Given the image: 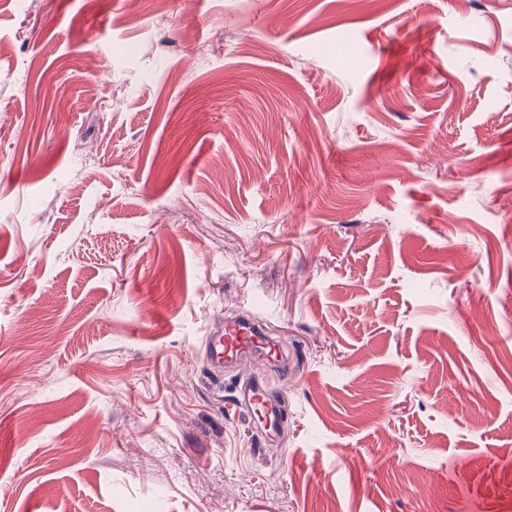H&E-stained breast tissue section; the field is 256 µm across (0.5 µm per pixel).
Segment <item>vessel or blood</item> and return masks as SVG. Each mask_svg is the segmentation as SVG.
<instances>
[{
    "mask_svg": "<svg viewBox=\"0 0 512 512\" xmlns=\"http://www.w3.org/2000/svg\"><path fill=\"white\" fill-rule=\"evenodd\" d=\"M205 349L210 363L218 368L236 367L247 361L279 365L287 362L269 325L247 314L225 319L223 328L207 336ZM229 404L234 410L254 417L266 439L278 436L282 424L280 408L268 397L259 377L241 378Z\"/></svg>",
    "mask_w": 512,
    "mask_h": 512,
    "instance_id": "obj_1",
    "label": "vessel or blood"
}]
</instances>
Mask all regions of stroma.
I'll return each mask as SVG.
<instances>
[{"mask_svg":"<svg viewBox=\"0 0 512 512\" xmlns=\"http://www.w3.org/2000/svg\"><path fill=\"white\" fill-rule=\"evenodd\" d=\"M0 512H512V0H0ZM205 349L210 363L223 371L246 361L259 364H287L288 357L269 325L260 323L249 314L226 318L224 328L206 336ZM228 403L235 411L254 417L264 438L272 440L278 436L283 422L280 408L268 397L258 376L242 377Z\"/></svg>","mask_w":512,"mask_h":512,"instance_id":"1","label":"stroma"}]
</instances>
